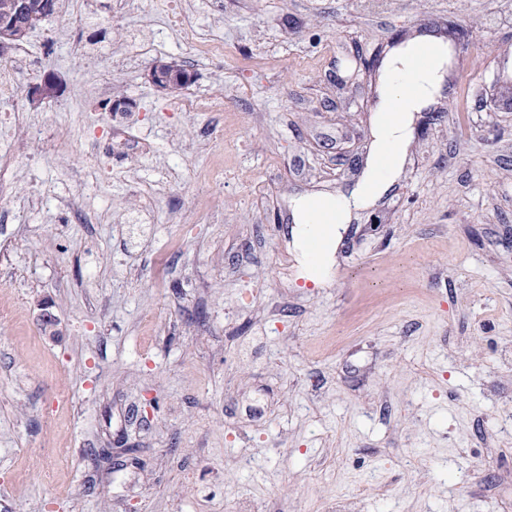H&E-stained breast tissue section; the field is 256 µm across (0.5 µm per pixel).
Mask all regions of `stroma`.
Masks as SVG:
<instances>
[{
    "mask_svg": "<svg viewBox=\"0 0 512 512\" xmlns=\"http://www.w3.org/2000/svg\"><path fill=\"white\" fill-rule=\"evenodd\" d=\"M451 23L309 285L293 204L366 178L368 63ZM1 80L0 512H512V0H63ZM122 98L140 147L93 163Z\"/></svg>",
    "mask_w": 512,
    "mask_h": 512,
    "instance_id": "obj_1",
    "label": "stroma"
}]
</instances>
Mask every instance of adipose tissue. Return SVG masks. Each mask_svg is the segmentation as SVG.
Wrapping results in <instances>:
<instances>
[{"mask_svg": "<svg viewBox=\"0 0 512 512\" xmlns=\"http://www.w3.org/2000/svg\"><path fill=\"white\" fill-rule=\"evenodd\" d=\"M431 64L427 71L418 74L413 87L391 81L393 73L406 70L414 55L417 44L408 42L393 50L384 63L388 78L381 87L380 114L384 119L378 122L375 137L378 151H392L397 160L402 159L409 143L411 126L415 112L421 111L442 89L443 76L448 64V48L441 43H431ZM398 168L390 166L385 171L370 170L363 184L348 198L336 199L335 204L340 217L336 224L330 225L323 234L324 256L317 263L318 271H325L326 257L331 254L340 241L354 209L366 206L379 198L396 176Z\"/></svg>", "mask_w": 512, "mask_h": 512, "instance_id": "adipose-tissue-1", "label": "adipose tissue"}]
</instances>
